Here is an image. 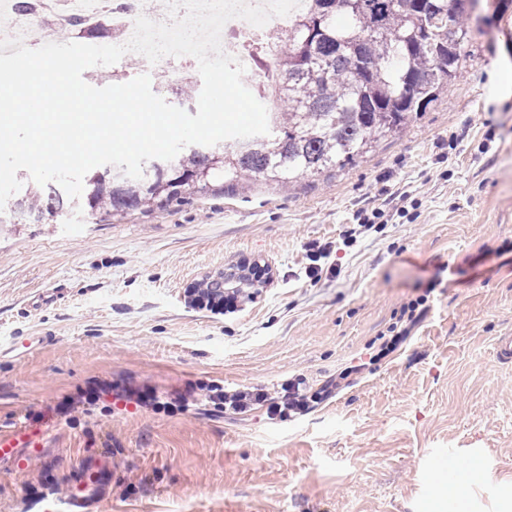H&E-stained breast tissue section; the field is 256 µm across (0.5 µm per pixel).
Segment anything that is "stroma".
Instances as JSON below:
<instances>
[{"instance_id": "35a3bbf8", "label": "stroma", "mask_w": 512, "mask_h": 512, "mask_svg": "<svg viewBox=\"0 0 512 512\" xmlns=\"http://www.w3.org/2000/svg\"><path fill=\"white\" fill-rule=\"evenodd\" d=\"M469 27L456 79L354 166L109 224L80 208L0 229V426L59 425L25 471L0 463V512L65 495L92 454L115 470L100 512H448L450 453L478 473L470 512H500L512 490V365L494 356L512 333V0H479ZM244 260L267 274L233 309L190 302L189 286ZM420 296L426 318L376 359ZM362 360L291 421L204 398L211 384L318 385Z\"/></svg>"}]
</instances>
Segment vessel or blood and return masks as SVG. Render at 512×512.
I'll use <instances>...</instances> for the list:
<instances>
[{
	"instance_id": "b4317fda",
	"label": "vessel or blood",
	"mask_w": 512,
	"mask_h": 512,
	"mask_svg": "<svg viewBox=\"0 0 512 512\" xmlns=\"http://www.w3.org/2000/svg\"><path fill=\"white\" fill-rule=\"evenodd\" d=\"M47 432L28 425L0 427V462L21 470L29 454L45 448ZM112 477V461L106 455H90L81 463L66 496H45L35 512H99Z\"/></svg>"
}]
</instances>
